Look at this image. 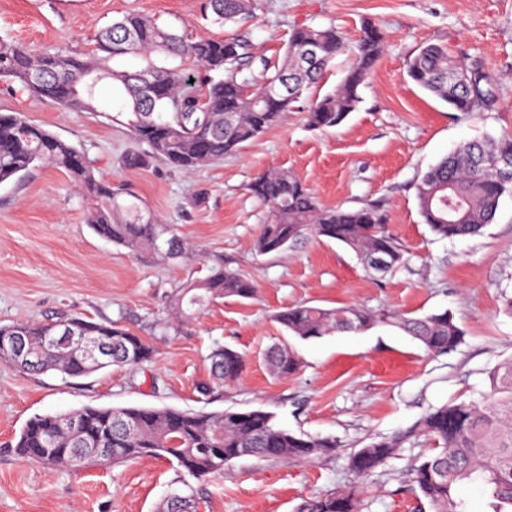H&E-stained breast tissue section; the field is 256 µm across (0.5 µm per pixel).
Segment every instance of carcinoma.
Segmentation results:
<instances>
[{
  "mask_svg": "<svg viewBox=\"0 0 512 512\" xmlns=\"http://www.w3.org/2000/svg\"><path fill=\"white\" fill-rule=\"evenodd\" d=\"M253 0H203V18L219 26L252 12ZM86 53L65 49L33 53L21 44L0 40V78L7 87L53 102L67 112H97V86L112 82L123 102L117 113L141 150L127 152L120 163L140 169L160 160L184 172L218 163L283 121L294 104L306 100L336 56L348 53L352 64L341 83L305 109L307 124L319 130L340 126L361 102L360 88L385 50L381 30L367 23L353 45L333 28L295 27L281 60L256 58L238 37L190 38L138 13H127L91 37ZM312 43L321 47L313 59L302 56ZM140 57L137 70H119L111 62ZM260 62L261 79L252 64ZM407 75L454 112H491L498 103L495 81L484 63L466 51L429 44L409 60ZM51 165L63 170L91 204L89 224L96 234L133 255L167 260L193 257L171 224H163L139 199L96 175L85 152L59 139L18 112L0 113V183L18 179L31 168ZM418 208L431 232L441 238L482 233L493 223L500 200L512 193V132L487 141H469L431 167L415 186ZM249 193L268 207L266 223L254 242L260 254L282 253L302 236L334 240L369 268L385 259L382 272L405 265L404 250L384 224L381 206L367 203L347 209L322 205L296 176L266 170L249 185ZM254 284L238 271L213 261L210 273L176 286L168 315L188 323L213 302L251 299ZM292 336L302 340L337 333H363L391 326L418 340L432 353L456 348L464 331L448 312L411 316L406 312L358 305L326 308L299 304L274 315ZM65 324L85 339L104 345L94 356L74 343L51 347L47 336ZM152 346L117 321L94 322L64 315L50 323L0 325V360L23 371L56 372L64 379L87 377L113 365L151 360ZM218 385L239 380L245 359L237 350L216 346L209 356ZM270 371L288 376L298 361L286 348L268 351ZM490 391L481 401L450 403L427 412L417 429L440 451L412 469L418 504L431 512H467L456 495L463 482L479 485L490 512H512V359L489 373ZM75 427L62 424L63 419ZM413 432L373 441L348 460L358 478L368 477L397 455ZM336 439L297 435L274 423L262 409L189 412L171 407L84 406L63 416L29 419L14 444L17 455L43 466H94L101 452L111 465L144 457L168 458L184 474L199 479L221 473L234 461L306 462L328 456ZM355 488L304 497L295 512H362ZM158 512H198L192 494L173 491Z\"/></svg>",
  "mask_w": 512,
  "mask_h": 512,
  "instance_id": "cac0c4a2",
  "label": "carcinoma"
}]
</instances>
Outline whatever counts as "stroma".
<instances>
[{"label":"stroma","mask_w":512,"mask_h":512,"mask_svg":"<svg viewBox=\"0 0 512 512\" xmlns=\"http://www.w3.org/2000/svg\"><path fill=\"white\" fill-rule=\"evenodd\" d=\"M129 12L195 37L239 35L254 55L269 58L283 54L297 26H332L351 42L370 21L384 32L386 48L341 126L315 130L293 112L222 163L190 173L160 161L120 167L134 144L119 122L65 111L0 81V113H23L82 148L99 177L128 188L198 254L191 262L163 261L101 238L89 225V202L58 169L40 165L0 184V325L67 313L121 322L154 347L150 362L81 379L33 376L0 362V512H156L179 479L168 459L46 468L12 451L33 416L87 405L262 409L288 431L335 438L337 449L327 457H244L192 481L199 512H294L301 498L353 486L363 512H416L409 469L434 454L431 440L413 436L360 482L348 458L374 440L411 433L430 408L481 400L489 371L512 359V315L505 310L512 296V195L502 198L482 234L442 239L424 224L415 193L421 176L461 142L512 131V0H255L252 18L224 27L203 19L201 0H0V39L36 53H83L94 30ZM430 43L486 63L497 83L494 111H451L409 80L408 61ZM273 168L299 177L323 205L380 204L406 251L405 267L381 274L343 245L310 236L280 254L257 253L267 209L247 187ZM214 255L251 280L256 297L221 299L188 326L166 327L168 293L205 276ZM301 303L447 311L465 336L440 354L389 326L302 341L272 319ZM218 343L243 354L247 368L239 381L204 395L199 388L210 379L208 356ZM275 345L294 352V374L270 371L265 353Z\"/></svg>","instance_id":"1"}]
</instances>
